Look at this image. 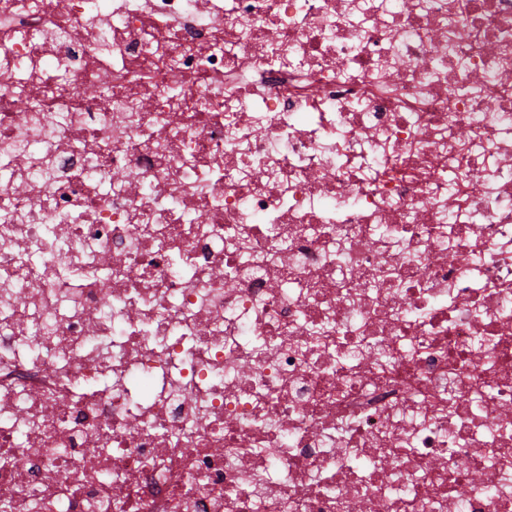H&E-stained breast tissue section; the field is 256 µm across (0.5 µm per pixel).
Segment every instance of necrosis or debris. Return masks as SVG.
Instances as JSON below:
<instances>
[{"label":"necrosis or debris","mask_w":512,"mask_h":512,"mask_svg":"<svg viewBox=\"0 0 512 512\" xmlns=\"http://www.w3.org/2000/svg\"><path fill=\"white\" fill-rule=\"evenodd\" d=\"M512 512V0H0V507Z\"/></svg>","instance_id":"obj_1"}]
</instances>
